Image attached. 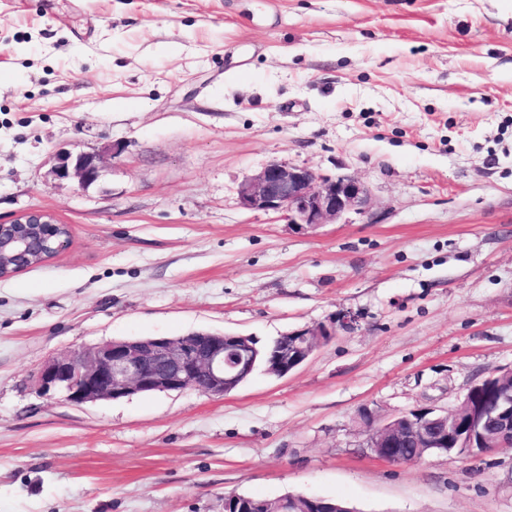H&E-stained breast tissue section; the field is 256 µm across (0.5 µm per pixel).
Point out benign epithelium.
<instances>
[{
  "label": "benign epithelium",
  "instance_id": "benign-epithelium-1",
  "mask_svg": "<svg viewBox=\"0 0 512 512\" xmlns=\"http://www.w3.org/2000/svg\"><path fill=\"white\" fill-rule=\"evenodd\" d=\"M100 158L80 152L60 159L57 174L88 186L100 177ZM242 207L282 210L300 229L336 224L347 213L365 212L371 199L366 182L355 175L334 178L307 166L270 161L237 188ZM70 241L66 224L42 210L0 222V280L43 264ZM335 331L323 325L287 331L266 354V371L278 377L303 364L319 343ZM259 350L254 339L236 333L206 331L186 336H145L84 345L48 360L38 375L42 392L59 393L81 404L133 394L197 390L224 396L254 368ZM493 377L469 387L460 409L421 408L376 423L366 411L367 447L380 458L414 463L425 450L448 453V438L461 428L494 432L491 447L512 446V388L493 385Z\"/></svg>",
  "mask_w": 512,
  "mask_h": 512
}]
</instances>
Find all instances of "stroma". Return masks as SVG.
Segmentation results:
<instances>
[{"instance_id":"stroma-1","label":"stroma","mask_w":512,"mask_h":512,"mask_svg":"<svg viewBox=\"0 0 512 512\" xmlns=\"http://www.w3.org/2000/svg\"><path fill=\"white\" fill-rule=\"evenodd\" d=\"M100 156L88 187L58 153ZM366 182L300 230L237 187L270 161ZM69 225L0 280V512H512V448L365 446L512 367V0H0V221ZM336 329L283 378L76 404L46 361L117 338Z\"/></svg>"}]
</instances>
